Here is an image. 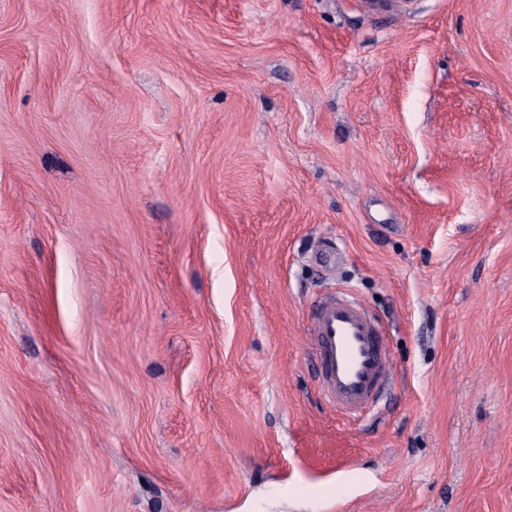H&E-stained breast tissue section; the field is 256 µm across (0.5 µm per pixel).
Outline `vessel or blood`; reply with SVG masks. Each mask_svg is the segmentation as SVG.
Instances as JSON below:
<instances>
[{
    "instance_id": "b4317fda",
    "label": "vessel or blood",
    "mask_w": 512,
    "mask_h": 512,
    "mask_svg": "<svg viewBox=\"0 0 512 512\" xmlns=\"http://www.w3.org/2000/svg\"><path fill=\"white\" fill-rule=\"evenodd\" d=\"M310 334L324 395L341 413H361L388 376L385 342L369 314L347 295L329 294L316 308Z\"/></svg>"
}]
</instances>
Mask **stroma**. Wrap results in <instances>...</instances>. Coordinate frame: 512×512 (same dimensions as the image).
<instances>
[{
  "label": "stroma",
  "mask_w": 512,
  "mask_h": 512,
  "mask_svg": "<svg viewBox=\"0 0 512 512\" xmlns=\"http://www.w3.org/2000/svg\"><path fill=\"white\" fill-rule=\"evenodd\" d=\"M393 2L0 0V512H512V0ZM310 334L322 392L341 413H361L389 374L385 342L369 314L347 295L329 294L316 308Z\"/></svg>",
  "instance_id": "35a3bbf8"
}]
</instances>
